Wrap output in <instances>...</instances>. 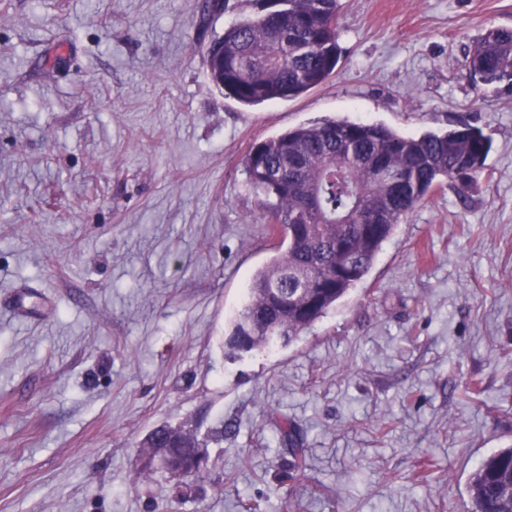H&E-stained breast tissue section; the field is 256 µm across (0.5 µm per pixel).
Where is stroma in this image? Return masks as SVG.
I'll return each mask as SVG.
<instances>
[{
	"label": "stroma",
	"mask_w": 512,
	"mask_h": 512,
	"mask_svg": "<svg viewBox=\"0 0 512 512\" xmlns=\"http://www.w3.org/2000/svg\"><path fill=\"white\" fill-rule=\"evenodd\" d=\"M200 2L0 0V512H472L512 447V94L466 56L512 0H340L335 72L253 107L204 52L262 0ZM328 118L490 151L310 330L229 353L277 245L245 159ZM162 424L208 457L181 496L143 469ZM284 436V445L288 447V454L291 455L292 460L290 461V470L291 477L293 475L298 477L304 470L305 467V459L302 454V448L300 447L302 443V438L298 429L292 425L286 423V427L282 429Z\"/></svg>",
	"instance_id": "obj_1"
}]
</instances>
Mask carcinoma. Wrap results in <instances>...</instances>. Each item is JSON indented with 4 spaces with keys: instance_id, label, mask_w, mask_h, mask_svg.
Masks as SVG:
<instances>
[{
    "instance_id": "carcinoma-1",
    "label": "carcinoma",
    "mask_w": 512,
    "mask_h": 512,
    "mask_svg": "<svg viewBox=\"0 0 512 512\" xmlns=\"http://www.w3.org/2000/svg\"><path fill=\"white\" fill-rule=\"evenodd\" d=\"M271 15L224 30L205 52L210 80L244 106L301 96L325 82L340 59L339 0H278ZM482 85L512 91V29L491 27L467 55ZM488 143L475 128L407 136L382 124L327 119L299 125L257 144L245 164L248 185L278 220L276 255L252 275L236 312V337L252 345L274 336L291 342L311 329L361 281L403 219L444 179L482 169ZM298 477L305 459L298 429H282ZM201 447L191 433L161 425L145 443L144 465L193 477ZM475 512H512V448L472 473Z\"/></svg>"
}]
</instances>
